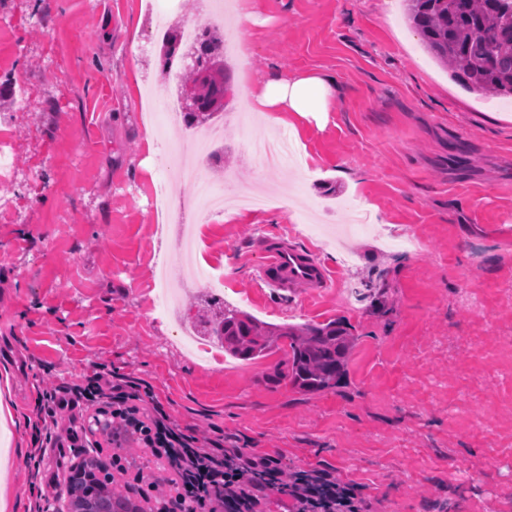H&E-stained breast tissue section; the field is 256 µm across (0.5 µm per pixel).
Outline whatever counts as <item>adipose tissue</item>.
I'll return each mask as SVG.
<instances>
[{
	"instance_id": "adipose-tissue-1",
	"label": "adipose tissue",
	"mask_w": 512,
	"mask_h": 512,
	"mask_svg": "<svg viewBox=\"0 0 512 512\" xmlns=\"http://www.w3.org/2000/svg\"><path fill=\"white\" fill-rule=\"evenodd\" d=\"M237 86L251 110L273 125L285 124L289 112L322 124L335 107L336 83L328 76L309 73L289 79L272 71L265 80L253 82L242 73Z\"/></svg>"
}]
</instances>
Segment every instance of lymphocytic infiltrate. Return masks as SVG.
<instances>
[{"instance_id": "f902f5d3", "label": "lymphocytic infiltrate", "mask_w": 512, "mask_h": 512, "mask_svg": "<svg viewBox=\"0 0 512 512\" xmlns=\"http://www.w3.org/2000/svg\"><path fill=\"white\" fill-rule=\"evenodd\" d=\"M143 381L97 373L88 387L53 385L41 392L39 420L45 433L62 428L64 412L80 399L112 400V416L165 456L194 512H256L268 492L289 498L292 512H367L358 487L335 471L288 466L283 457L261 454L225 438L219 428L201 432L174 427L163 405L143 390Z\"/></svg>"}]
</instances>
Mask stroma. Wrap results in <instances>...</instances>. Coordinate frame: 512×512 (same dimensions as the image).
<instances>
[{
	"label": "stroma",
	"instance_id": "1",
	"mask_svg": "<svg viewBox=\"0 0 512 512\" xmlns=\"http://www.w3.org/2000/svg\"><path fill=\"white\" fill-rule=\"evenodd\" d=\"M235 31L261 80L321 72L336 81L326 124L285 132L305 160L264 165L258 119L229 126L213 185L266 193L265 210L197 225L176 301L153 268L183 250L161 238L151 193L163 172L146 139L147 90L167 86L148 0H0V404L17 480L9 512H37L35 477L64 482L88 437L40 454V390L85 384L98 364L150 386L179 428L218 426L299 469L362 486L370 512H512V102L450 79L402 20V0H245ZM33 93L19 106L14 89ZM281 235L313 249L335 285L276 294L255 277L258 246ZM271 323L349 325L350 385L304 396L267 376L282 354L201 362L177 341L209 296ZM42 455L40 470L30 459ZM118 486L153 497L159 457L142 442L100 453Z\"/></svg>",
	"mask_w": 512,
	"mask_h": 512
}]
</instances>
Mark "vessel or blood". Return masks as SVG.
I'll list each match as a JSON object with an SVG mask.
<instances>
[{"label": "vessel or blood", "mask_w": 512, "mask_h": 512, "mask_svg": "<svg viewBox=\"0 0 512 512\" xmlns=\"http://www.w3.org/2000/svg\"><path fill=\"white\" fill-rule=\"evenodd\" d=\"M257 279L277 293L323 292L332 283L330 272L315 254L278 238L265 240Z\"/></svg>", "instance_id": "vessel-or-blood-1"}]
</instances>
